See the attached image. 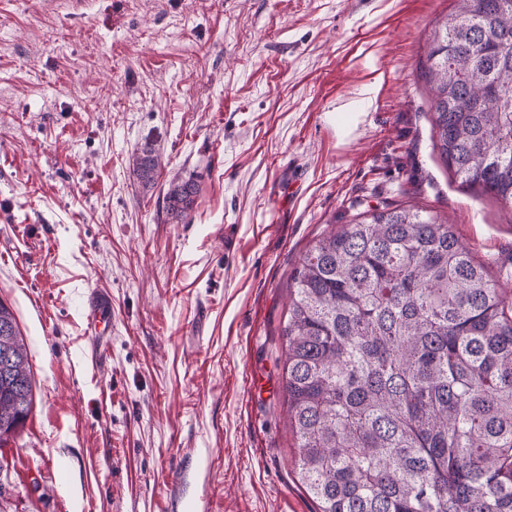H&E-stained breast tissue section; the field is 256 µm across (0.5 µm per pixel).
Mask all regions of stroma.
I'll return each mask as SVG.
<instances>
[{
	"label": "stroma",
	"mask_w": 512,
	"mask_h": 512,
	"mask_svg": "<svg viewBox=\"0 0 512 512\" xmlns=\"http://www.w3.org/2000/svg\"><path fill=\"white\" fill-rule=\"evenodd\" d=\"M454 7L0 0V301L34 392L0 444V512H316L281 389L305 252L413 206L512 289V208L435 147L422 71ZM189 177L195 204L172 219L166 192ZM94 292L112 314L95 369ZM162 162L159 155L151 150H144L132 157V166L144 185H151Z\"/></svg>",
	"instance_id": "35a3bbf8"
}]
</instances>
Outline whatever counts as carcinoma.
<instances>
[{
	"mask_svg": "<svg viewBox=\"0 0 512 512\" xmlns=\"http://www.w3.org/2000/svg\"><path fill=\"white\" fill-rule=\"evenodd\" d=\"M427 50L436 148L512 205V0H457ZM162 162L132 157L150 185ZM197 184L169 185L182 219ZM288 427L318 512H512V291L448 219L373 209L329 231L288 283ZM0 441L32 410L16 318L0 301Z\"/></svg>",
	"mask_w": 512,
	"mask_h": 512,
	"instance_id": "1",
	"label": "carcinoma"
}]
</instances>
